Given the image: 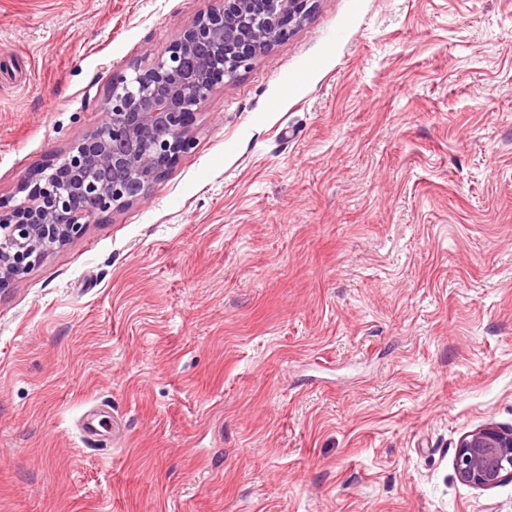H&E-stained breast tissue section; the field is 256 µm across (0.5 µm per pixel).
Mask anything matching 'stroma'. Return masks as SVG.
<instances>
[{
	"mask_svg": "<svg viewBox=\"0 0 512 512\" xmlns=\"http://www.w3.org/2000/svg\"><path fill=\"white\" fill-rule=\"evenodd\" d=\"M214 3L0 0V197ZM193 136L0 296V512H512V0H317ZM454 465L458 480L476 489L489 490L512 479V428L486 424L464 433Z\"/></svg>",
	"mask_w": 512,
	"mask_h": 512,
	"instance_id": "35a3bbf8",
	"label": "stroma"
}]
</instances>
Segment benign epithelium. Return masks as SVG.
Here are the masks:
<instances>
[{"mask_svg":"<svg viewBox=\"0 0 512 512\" xmlns=\"http://www.w3.org/2000/svg\"><path fill=\"white\" fill-rule=\"evenodd\" d=\"M314 0H219L171 42L167 55L132 75L116 73L101 103L105 122L79 139L62 162L47 164L26 200H0V295L46 254L81 236L91 214L139 200L193 145L199 105L261 54L286 40ZM204 53L212 66H189ZM455 474L489 490L512 479V428L464 433Z\"/></svg>","mask_w":512,"mask_h":512,"instance_id":"benign-epithelium-1","label":"benign epithelium"}]
</instances>
